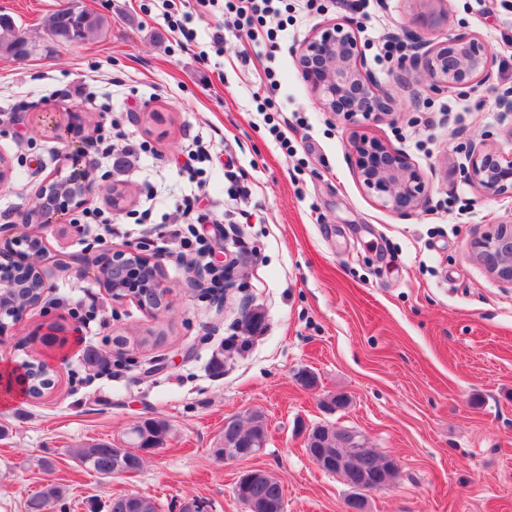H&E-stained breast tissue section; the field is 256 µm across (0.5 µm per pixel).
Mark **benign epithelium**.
Wrapping results in <instances>:
<instances>
[{
    "instance_id": "1",
    "label": "benign epithelium",
    "mask_w": 512,
    "mask_h": 512,
    "mask_svg": "<svg viewBox=\"0 0 512 512\" xmlns=\"http://www.w3.org/2000/svg\"><path fill=\"white\" fill-rule=\"evenodd\" d=\"M409 65L402 67L400 82L410 85L430 83L433 89L444 90L472 84L488 68L491 53L488 45L470 34H457L438 42L411 39ZM298 67L304 82L318 97L324 111L347 120L362 116L363 120L378 119L391 114L395 100L378 88L365 70L358 38L352 27L331 23L320 27L303 45ZM72 171L57 176L38 191L31 207L16 213V223L25 227L55 223L70 210L86 205L96 193L91 179L92 161L79 152L69 157ZM352 165L362 185L381 206L400 216H411L423 205L428 186L422 171L405 154L389 148L382 141L358 131L351 139ZM468 181L493 195L512 194V156L492 149L472 152L467 168ZM33 251L28 264L14 268L11 249L0 250V292L10 291L14 298L0 305V331L6 328L4 319L16 322L31 301L17 297L29 287L32 279L44 290L39 269L40 247L29 240ZM476 259L502 282L512 285V225L501 224L472 242ZM138 265L152 277V285L139 288L128 281V268ZM93 277L106 288L115 301L134 296L149 313L169 309L171 289L166 283L163 258L148 256L129 248L106 254L92 263ZM357 448H328L329 470L341 471L355 462Z\"/></svg>"
}]
</instances>
